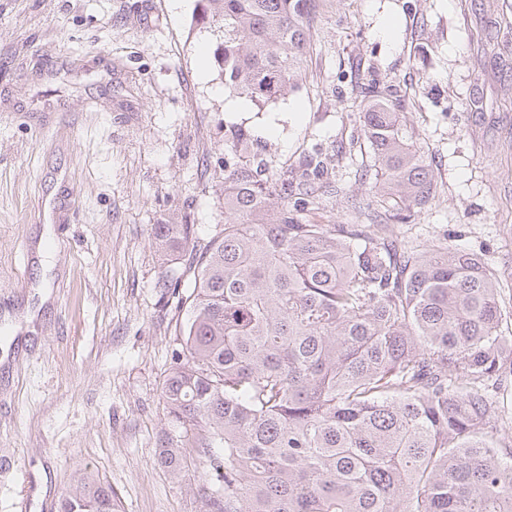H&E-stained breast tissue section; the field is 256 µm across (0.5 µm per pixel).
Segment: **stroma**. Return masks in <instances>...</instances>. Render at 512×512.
Listing matches in <instances>:
<instances>
[{
	"instance_id": "obj_1",
	"label": "stroma",
	"mask_w": 512,
	"mask_h": 512,
	"mask_svg": "<svg viewBox=\"0 0 512 512\" xmlns=\"http://www.w3.org/2000/svg\"><path fill=\"white\" fill-rule=\"evenodd\" d=\"M198 0H0V512H58L75 470L121 512H202L156 465L162 383L180 348L156 224L207 241L224 221V157L327 183L307 224H361L374 161L360 86L402 96L437 194L390 222L409 245L482 258L512 336V0H317L298 89L257 106L225 89ZM50 267L37 252L44 231ZM50 293L40 301L33 285Z\"/></svg>"
}]
</instances>
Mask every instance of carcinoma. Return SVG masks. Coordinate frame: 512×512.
I'll return each mask as SVG.
<instances>
[{"mask_svg":"<svg viewBox=\"0 0 512 512\" xmlns=\"http://www.w3.org/2000/svg\"><path fill=\"white\" fill-rule=\"evenodd\" d=\"M201 2L226 89L264 105L297 87L316 0ZM361 94L373 223L304 224L309 173L241 160L224 162V223L204 246L190 224L154 226L161 252L192 257L156 462L199 474L204 512H512V455L488 430V382L512 353L498 281L474 254L388 233L436 183L397 89L372 78ZM58 512L119 509L78 470Z\"/></svg>","mask_w":512,"mask_h":512,"instance_id":"1","label":"carcinoma"}]
</instances>
